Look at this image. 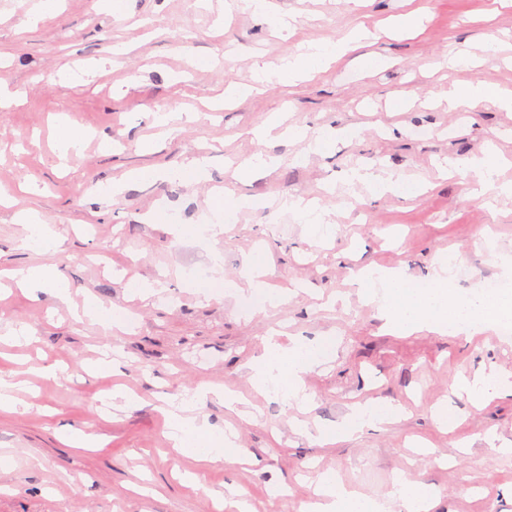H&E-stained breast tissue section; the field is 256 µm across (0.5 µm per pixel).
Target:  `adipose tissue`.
<instances>
[{
    "label": "adipose tissue",
    "instance_id": "ef3b65f1",
    "mask_svg": "<svg viewBox=\"0 0 512 512\" xmlns=\"http://www.w3.org/2000/svg\"><path fill=\"white\" fill-rule=\"evenodd\" d=\"M340 46L336 43H318L310 51L273 66L267 63L255 66L257 81L271 78L299 79L314 73L335 58ZM449 111L461 112L481 103L512 111V95L477 83L452 87L442 92ZM449 168L465 167L469 175L468 195L475 200L496 191L494 179L496 164L489 155L473 156L462 161L449 160ZM363 297L377 303L388 331L411 335L427 331L439 335H475L498 329L512 323V297H489L475 293L468 297L456 295L448 283L447 265L435 262L427 277L426 289L411 287L403 272L396 269L367 266L353 275ZM322 359L320 343L294 342L282 347L274 336H267L263 352L250 364L251 380L257 389L266 391L278 387L288 403L302 406L312 402L313 396L305 383L306 373ZM202 393L193 398L168 401L161 410L168 418L167 437L173 448L210 460L235 463L241 453L237 436L231 431H214L206 417L196 413ZM402 407L390 403L368 402L354 407L333 428L320 429L313 439L329 445L349 438L366 428H376L398 420ZM438 499L436 490L422 482L397 476L387 498L374 499L341 483L334 474L319 476L313 499L306 502L302 512H390L394 502H402L405 512H433Z\"/></svg>",
    "mask_w": 512,
    "mask_h": 512
}]
</instances>
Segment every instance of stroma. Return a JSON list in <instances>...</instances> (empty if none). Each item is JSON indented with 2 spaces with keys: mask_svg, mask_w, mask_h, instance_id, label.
I'll use <instances>...</instances> for the list:
<instances>
[{
  "mask_svg": "<svg viewBox=\"0 0 512 512\" xmlns=\"http://www.w3.org/2000/svg\"><path fill=\"white\" fill-rule=\"evenodd\" d=\"M38 0H0V266H48L68 283L70 303L52 291H0V335L18 326L30 338L0 342V376L19 381L13 412L0 413V512H214L212 495L228 486L247 491L249 512H300L311 480L332 472L370 496L387 492L395 476L433 485L436 512H512V453L485 444L486 432L512 442V397L473 404L456 385L491 369L512 372V340L493 332L440 336L388 333L376 304L352 283L366 266L405 271L422 281L433 262L454 253L471 275L454 282L459 295L476 292L484 275L512 286V195L491 205L472 200L464 173L444 176L446 157L465 159L486 146L510 158L499 180L512 184V112L480 105L448 111L436 93L454 83L512 91V0H270L290 28L258 24L245 0H126L121 17L97 0H60L38 24ZM418 12L414 33L390 32L392 17ZM358 31L362 40L313 78L279 79L221 110L214 98L252 81L255 62L281 64L323 41ZM213 58L211 68L195 57ZM408 99L407 109L392 107ZM170 116L165 127L150 115ZM199 113L186 124L182 116ZM271 112L310 136L337 128L351 140L317 155L303 141L251 140L247 132ZM87 138L69 169L58 167V116ZM112 142L103 151L102 138ZM262 151L279 164L262 178L240 182L230 165ZM207 158V177L188 185L171 176L178 165ZM168 169L166 177L134 182L131 171ZM373 167L425 190L408 199L373 197L350 182ZM36 180L38 192L17 185ZM118 183L120 195L96 194ZM270 199V207L239 213L218 240L189 229L221 220L224 190ZM318 199L336 225L321 238L312 225L279 209L285 197ZM162 209L163 222L144 214ZM38 213L56 248L27 247L18 211ZM262 254L273 268L280 302L243 316L251 294L242 272ZM220 255L224 294L205 299L185 276ZM164 279L142 300L134 283ZM93 295L126 309L134 329L106 332L74 320L69 304ZM281 345L294 337L332 340L333 352L305 375L314 395L307 410L274 394L257 393L246 369L269 332ZM123 355V375L88 376L98 348ZM58 364L61 375L39 376ZM225 385L249 401L247 417L210 398L202 410L215 427L232 424L246 462H203L176 453L157 411L162 398L182 397L208 384ZM137 395L112 405V390ZM387 400L407 415L383 429H364L336 445L310 442L295 421L331 427L356 404ZM447 408L453 430L438 427L434 406ZM104 438L76 450L58 436L62 425Z\"/></svg>",
  "mask_w": 512,
  "mask_h": 512,
  "instance_id": "stroma-1",
  "label": "stroma"
}]
</instances>
